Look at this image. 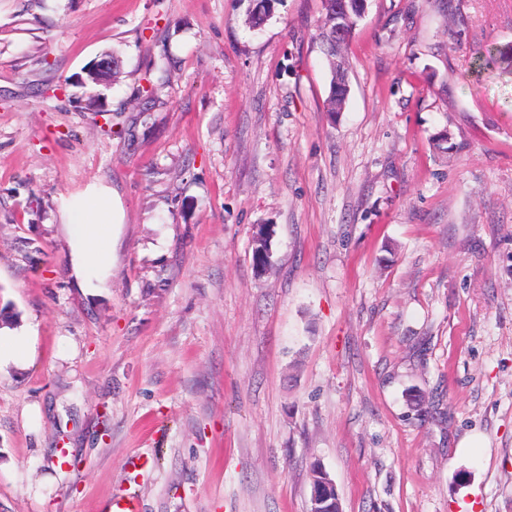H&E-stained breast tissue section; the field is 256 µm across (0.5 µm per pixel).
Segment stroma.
I'll return each instance as SVG.
<instances>
[{
	"mask_svg": "<svg viewBox=\"0 0 512 512\" xmlns=\"http://www.w3.org/2000/svg\"><path fill=\"white\" fill-rule=\"evenodd\" d=\"M255 5L0 0V512H309L316 460L343 512H512V0H367L333 117L321 0ZM61 224L67 227L71 271L83 288H99L112 270V231L120 223L114 191L92 184L62 198Z\"/></svg>",
	"mask_w": 512,
	"mask_h": 512,
	"instance_id": "stroma-1",
	"label": "stroma"
}]
</instances>
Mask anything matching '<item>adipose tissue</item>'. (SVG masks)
<instances>
[{"label":"adipose tissue","instance_id":"1","mask_svg":"<svg viewBox=\"0 0 512 512\" xmlns=\"http://www.w3.org/2000/svg\"><path fill=\"white\" fill-rule=\"evenodd\" d=\"M60 218L67 227L73 276L81 287H100L112 270V231L120 222L112 187L93 184L62 198Z\"/></svg>","mask_w":512,"mask_h":512}]
</instances>
